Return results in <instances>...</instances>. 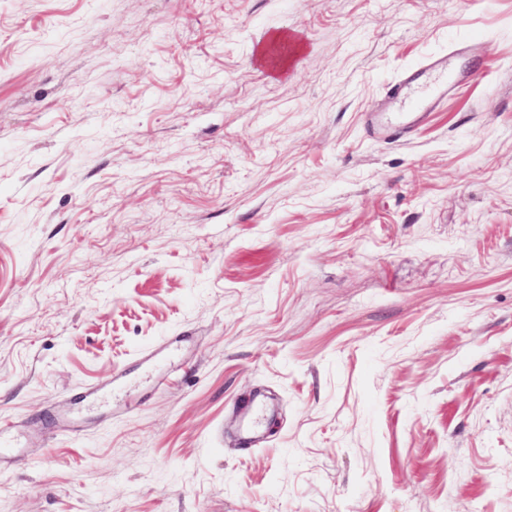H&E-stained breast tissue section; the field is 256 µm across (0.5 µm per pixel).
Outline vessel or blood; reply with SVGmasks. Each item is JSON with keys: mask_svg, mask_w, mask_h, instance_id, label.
Wrapping results in <instances>:
<instances>
[{"mask_svg": "<svg viewBox=\"0 0 512 512\" xmlns=\"http://www.w3.org/2000/svg\"><path fill=\"white\" fill-rule=\"evenodd\" d=\"M468 43L452 42L440 51L406 69L391 85L386 97L387 106L378 112L366 113L364 125L377 140H391L413 135L423 126L433 108L449 88L464 80L458 69L459 59L468 53ZM262 405L251 401L245 408L242 447L254 446L252 437L259 426ZM19 444L11 423H0V463L19 460Z\"/></svg>", "mask_w": 512, "mask_h": 512, "instance_id": "b4317fda", "label": "vessel or blood"}]
</instances>
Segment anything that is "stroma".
<instances>
[{
	"label": "stroma",
	"instance_id": "stroma-1",
	"mask_svg": "<svg viewBox=\"0 0 512 512\" xmlns=\"http://www.w3.org/2000/svg\"><path fill=\"white\" fill-rule=\"evenodd\" d=\"M0 421V512H512V0H0ZM469 44L453 41L448 51H440L406 69L388 90L387 107L365 114L364 126L376 140H391L413 135L425 124L429 111L448 88L469 76L458 70L459 59L465 57ZM262 413V405L256 400H252L245 407V435L242 438L241 446L243 448H250L255 444L252 433L259 426ZM0 466L3 462L17 461L20 458L19 443L15 437L14 427L10 422L0 423Z\"/></svg>",
	"mask_w": 512,
	"mask_h": 512
}]
</instances>
